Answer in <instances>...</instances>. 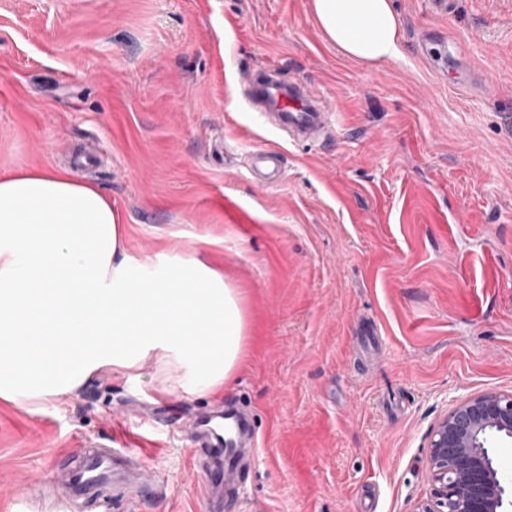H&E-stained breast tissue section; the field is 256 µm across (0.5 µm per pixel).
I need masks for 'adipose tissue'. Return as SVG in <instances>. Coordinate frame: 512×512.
Instances as JSON below:
<instances>
[{"label":"adipose tissue","mask_w":512,"mask_h":512,"mask_svg":"<svg viewBox=\"0 0 512 512\" xmlns=\"http://www.w3.org/2000/svg\"><path fill=\"white\" fill-rule=\"evenodd\" d=\"M325 38L369 66L401 56L391 0H311ZM239 289L198 256L162 274L125 246L122 216L62 169L0 170V398L34 406L76 394L99 368H154L213 394L246 350Z\"/></svg>","instance_id":"ef3b65f1"}]
</instances>
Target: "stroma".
Instances as JSON below:
<instances>
[{"label": "stroma", "mask_w": 512, "mask_h": 512, "mask_svg": "<svg viewBox=\"0 0 512 512\" xmlns=\"http://www.w3.org/2000/svg\"><path fill=\"white\" fill-rule=\"evenodd\" d=\"M400 59L368 67L310 0H0V168L69 167L108 196L140 258L202 254L240 288L246 353L222 394L105 367L39 408L0 398V512L66 502L82 448L139 468L111 512H209L192 417L255 415L223 512H414L428 434L512 391V0H392ZM272 69L337 114L293 144L239 90ZM498 94L483 95L479 83ZM257 148L280 180L247 174Z\"/></svg>", "instance_id": "1"}]
</instances>
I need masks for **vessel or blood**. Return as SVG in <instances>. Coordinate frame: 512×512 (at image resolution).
<instances>
[{"label":"vessel or blood","instance_id":"obj_1","mask_svg":"<svg viewBox=\"0 0 512 512\" xmlns=\"http://www.w3.org/2000/svg\"><path fill=\"white\" fill-rule=\"evenodd\" d=\"M244 98L250 110L273 118L276 125L289 131L293 142L313 140L333 115L312 99L302 84L287 83L271 71L254 74ZM249 170L255 179L274 183L281 176L282 156L269 149L252 151ZM191 434L209 454V470L213 483L230 487L240 477L247 448L254 445V431L244 409L235 401L223 407L201 412L191 425ZM116 452L103 443L87 452L83 466L68 478L70 497H94L104 479L111 476Z\"/></svg>","mask_w":512,"mask_h":512}]
</instances>
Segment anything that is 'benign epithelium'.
<instances>
[{"instance_id": "1", "label": "benign epithelium", "mask_w": 512, "mask_h": 512, "mask_svg": "<svg viewBox=\"0 0 512 512\" xmlns=\"http://www.w3.org/2000/svg\"><path fill=\"white\" fill-rule=\"evenodd\" d=\"M499 438L512 440V392L461 400L429 434L431 491L415 512H507L512 493L499 477L492 446Z\"/></svg>"}]
</instances>
